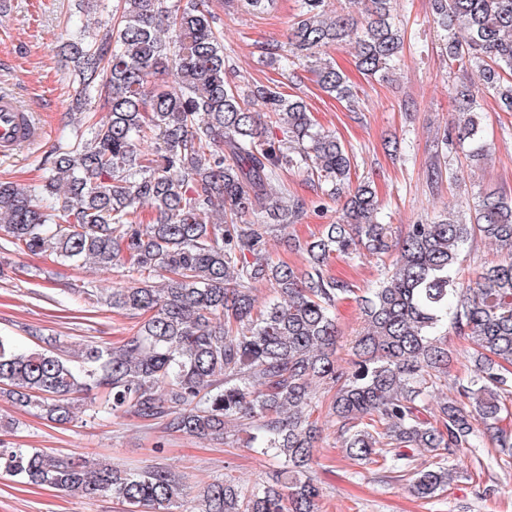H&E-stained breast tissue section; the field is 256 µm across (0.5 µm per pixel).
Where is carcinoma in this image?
<instances>
[{"label":"carcinoma","instance_id":"obj_1","mask_svg":"<svg viewBox=\"0 0 512 512\" xmlns=\"http://www.w3.org/2000/svg\"><path fill=\"white\" fill-rule=\"evenodd\" d=\"M394 3L366 0L356 18L301 0L288 42L270 59L283 51L308 62L322 91L352 104L347 75L322 54L349 45L360 73L387 76L405 45ZM430 4L449 62L477 69L480 81L453 87L458 120L436 164L458 145L475 167L491 150L481 95L512 112V0ZM120 12L100 41L63 47L79 76L72 107L97 102L107 115L84 113L88 135H75L39 183L0 181V240L63 265L123 268L131 286L81 294L139 326L118 346L74 354L21 348L0 334V397L59 424L92 395L93 419L131 412L166 433L225 444L243 434L277 465L275 478L249 485L226 466L192 492L163 464L76 463L2 441L0 469L29 485L109 495L123 512H319L310 468L322 412L348 458L408 479L421 499L445 492L456 477L448 456L484 437L511 455L503 422L512 417V193L480 189L469 218L446 208L398 236L381 221L371 182L351 186L352 153L302 99L276 83L243 90L231 80L205 0H120ZM169 70L174 86L149 87ZM257 103L285 139L265 137ZM147 143L155 151H143ZM284 170L306 174L321 199L343 201L336 223L296 244L302 268L274 263L266 250L269 236L307 214L306 201L273 197ZM476 238L504 258L467 282L460 255ZM353 255L389 264L358 297L363 325L343 358L336 307L356 289L326 267ZM147 272L162 284H149ZM257 284L272 291L262 303ZM450 328L472 350L464 377L448 372Z\"/></svg>","mask_w":512,"mask_h":512}]
</instances>
